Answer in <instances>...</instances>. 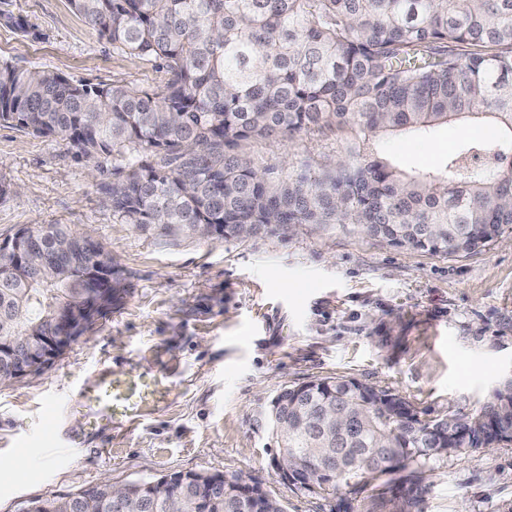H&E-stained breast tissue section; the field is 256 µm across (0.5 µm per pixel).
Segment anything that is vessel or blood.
Wrapping results in <instances>:
<instances>
[{
	"label": "vessel or blood",
	"mask_w": 512,
	"mask_h": 512,
	"mask_svg": "<svg viewBox=\"0 0 512 512\" xmlns=\"http://www.w3.org/2000/svg\"><path fill=\"white\" fill-rule=\"evenodd\" d=\"M169 392L164 378L136 371L100 373L85 380L81 401L87 409L85 425L127 424L144 417Z\"/></svg>",
	"instance_id": "b4317fda"
}]
</instances>
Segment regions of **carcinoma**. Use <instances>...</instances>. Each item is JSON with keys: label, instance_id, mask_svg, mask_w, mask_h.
Masks as SVG:
<instances>
[{"label": "carcinoma", "instance_id": "cac0c4a2", "mask_svg": "<svg viewBox=\"0 0 512 512\" xmlns=\"http://www.w3.org/2000/svg\"><path fill=\"white\" fill-rule=\"evenodd\" d=\"M112 48L162 63L153 90L90 85L0 60V125L61 139L92 165L113 214L177 239L194 225L245 239L300 224L356 226L391 247L457 256L512 224V0H70ZM491 123L434 173L406 172L370 141ZM356 132L336 164L260 169L243 151L271 135ZM38 262L0 258V370L26 364L23 341L60 335L69 311L112 303L84 275L103 248L64 224L23 242ZM273 458L290 455L321 496L367 478H419L441 458L512 442V380L473 414L423 418L404 397L353 377L283 387L271 401ZM200 512H251L247 479L179 472ZM148 481L129 482L125 512ZM112 484L28 502L22 512H117Z\"/></svg>", "mask_w": 512, "mask_h": 512}]
</instances>
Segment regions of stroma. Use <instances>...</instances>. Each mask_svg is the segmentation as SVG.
Returning a JSON list of instances; mask_svg holds the SVG:
<instances>
[{
    "label": "stroma",
    "instance_id": "1",
    "mask_svg": "<svg viewBox=\"0 0 512 512\" xmlns=\"http://www.w3.org/2000/svg\"><path fill=\"white\" fill-rule=\"evenodd\" d=\"M20 27L0 24V60L91 85H161L155 60L100 40L68 0H0ZM483 123L384 139L406 171L434 173ZM349 133L314 129L247 142L256 165L321 168ZM0 240L24 226L66 224L112 258L110 309L41 373L0 386V512L104 480L172 472L240 473L287 512H504L512 504V444L453 454L422 479L367 481L329 498L282 481L264 412L283 387L347 375L406 397L434 416L471 413L512 378V225L461 257L398 249L354 227L304 224L285 236H150L113 215L69 144L0 126ZM134 370L169 383L142 420L90 431L78 378ZM25 452L29 465L11 461Z\"/></svg>",
    "mask_w": 512,
    "mask_h": 512
}]
</instances>
